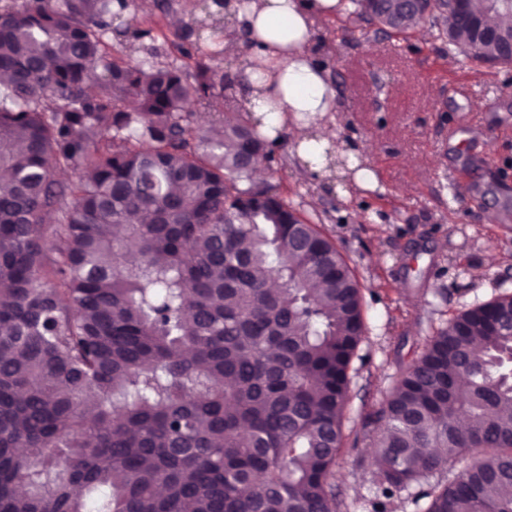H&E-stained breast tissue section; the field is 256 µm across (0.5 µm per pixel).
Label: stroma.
I'll return each mask as SVG.
<instances>
[{
    "mask_svg": "<svg viewBox=\"0 0 512 512\" xmlns=\"http://www.w3.org/2000/svg\"><path fill=\"white\" fill-rule=\"evenodd\" d=\"M200 14L198 0L141 14L140 27H158V62H181L171 19ZM317 27L327 46L316 57L336 94L332 134L365 152L387 193L355 188L341 201L290 143L265 178L319 225L362 288L366 335L331 482L337 512H372L371 473L358 465L364 418L452 314L512 293V65L449 50L428 22L402 34L345 16Z\"/></svg>",
    "mask_w": 512,
    "mask_h": 512,
    "instance_id": "stroma-1",
    "label": "stroma"
}]
</instances>
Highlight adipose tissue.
Masks as SVG:
<instances>
[{"mask_svg":"<svg viewBox=\"0 0 512 512\" xmlns=\"http://www.w3.org/2000/svg\"><path fill=\"white\" fill-rule=\"evenodd\" d=\"M343 0H228L223 12L236 33L258 44L265 76L251 80L239 104L267 125L294 132L297 154L309 170L321 172L331 159L357 171L359 187L375 182L372 170L358 169V151L337 150L325 125L336 110L326 70L312 47L315 21L343 13Z\"/></svg>","mask_w":512,"mask_h":512,"instance_id":"obj_1","label":"adipose tissue"}]
</instances>
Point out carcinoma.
<instances>
[{
  "instance_id": "1",
  "label": "carcinoma",
  "mask_w": 512,
  "mask_h": 512,
  "mask_svg": "<svg viewBox=\"0 0 512 512\" xmlns=\"http://www.w3.org/2000/svg\"><path fill=\"white\" fill-rule=\"evenodd\" d=\"M128 5L0 7V512H337L361 286L254 181L285 159L224 111L245 75L216 78L191 27L174 46L193 71L131 57L155 34L117 24ZM394 6L352 17L405 33L429 16L512 64L481 31L509 0H471L463 29L439 2L391 26ZM194 107L224 116L199 127ZM511 315L512 294L454 314L367 418L375 512L413 485L426 512H512Z\"/></svg>"
}]
</instances>
